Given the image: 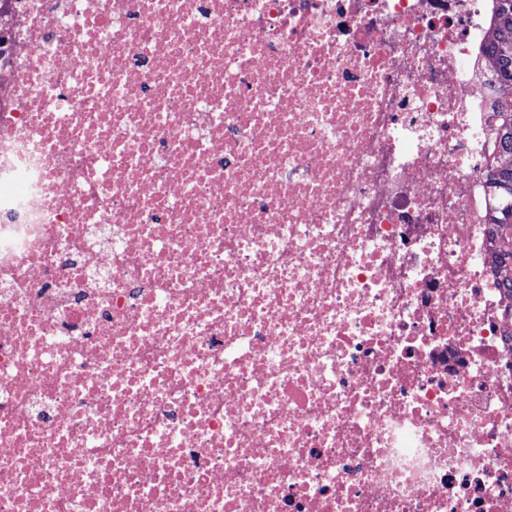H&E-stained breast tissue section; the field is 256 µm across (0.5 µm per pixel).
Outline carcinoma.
<instances>
[{"label": "carcinoma", "instance_id": "carcinoma-1", "mask_svg": "<svg viewBox=\"0 0 512 512\" xmlns=\"http://www.w3.org/2000/svg\"><path fill=\"white\" fill-rule=\"evenodd\" d=\"M493 3L487 49L499 89L495 112L502 134L492 149L487 187L494 201L489 212L496 239L494 258L507 269L512 268V166H503L501 158L512 156V0Z\"/></svg>", "mask_w": 512, "mask_h": 512}]
</instances>
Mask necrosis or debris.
I'll return each instance as SVG.
<instances>
[{"instance_id": "obj_1", "label": "necrosis or debris", "mask_w": 512, "mask_h": 512, "mask_svg": "<svg viewBox=\"0 0 512 512\" xmlns=\"http://www.w3.org/2000/svg\"><path fill=\"white\" fill-rule=\"evenodd\" d=\"M492 0H0V512H512Z\"/></svg>"}]
</instances>
